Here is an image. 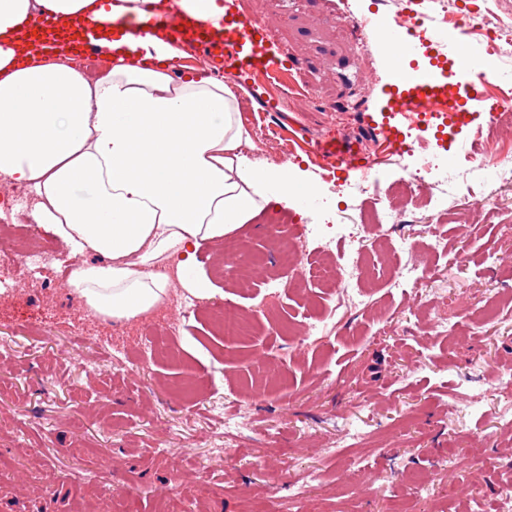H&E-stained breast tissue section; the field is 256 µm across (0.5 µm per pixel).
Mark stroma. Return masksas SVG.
Here are the masks:
<instances>
[{"label":"stroma","instance_id":"35a3bbf8","mask_svg":"<svg viewBox=\"0 0 512 512\" xmlns=\"http://www.w3.org/2000/svg\"><path fill=\"white\" fill-rule=\"evenodd\" d=\"M350 2L347 13L340 0H236L301 63L295 81L314 99L269 114L261 90L225 73L245 126L273 131L251 160L319 185L327 166L304 143L374 137L367 119L391 77L351 17L385 25L400 0ZM478 191L484 218L438 225L444 252L423 222L350 241L358 217L344 193L314 217L268 208L201 248L214 293L198 315L176 291L128 323L88 312L57 279L68 249L32 225L21 246L52 247L49 262L32 274L0 263V512H166L173 496L178 512H497L512 488V424L498 419L512 409V189L488 179ZM276 227L296 242L286 264ZM327 240L367 256L362 286L338 306L320 284L285 286ZM228 248L261 263L232 267ZM227 307L259 327L225 340L212 314ZM330 310L319 335L288 334ZM153 335L173 355L147 354ZM111 468L122 488L107 483Z\"/></svg>","mask_w":512,"mask_h":512}]
</instances>
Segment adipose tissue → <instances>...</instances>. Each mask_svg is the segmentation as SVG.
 Segmentation results:
<instances>
[{"label":"adipose tissue","mask_w":512,"mask_h":512,"mask_svg":"<svg viewBox=\"0 0 512 512\" xmlns=\"http://www.w3.org/2000/svg\"><path fill=\"white\" fill-rule=\"evenodd\" d=\"M155 2L0 0V176L34 194L37 223L80 259L70 286L115 321L149 314L174 287L210 298L200 249L299 192L287 165L243 154L251 136L223 79L174 78L161 39L141 56L115 36L94 80L40 52L15 64L13 35L38 13L105 24Z\"/></svg>","instance_id":"1"}]
</instances>
